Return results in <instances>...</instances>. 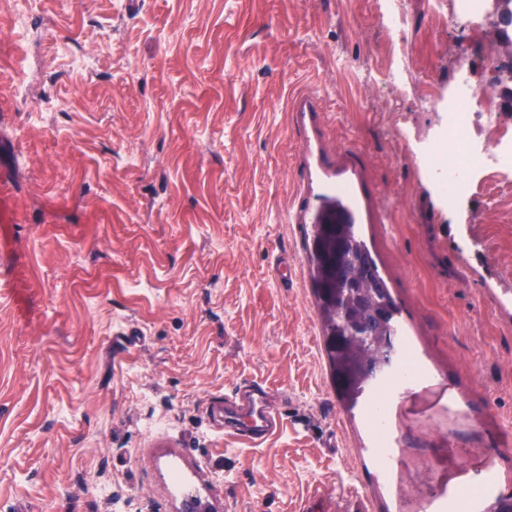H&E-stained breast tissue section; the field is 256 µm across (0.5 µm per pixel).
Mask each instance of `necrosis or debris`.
I'll list each match as a JSON object with an SVG mask.
<instances>
[{"label":"necrosis or debris","instance_id":"1","mask_svg":"<svg viewBox=\"0 0 512 512\" xmlns=\"http://www.w3.org/2000/svg\"><path fill=\"white\" fill-rule=\"evenodd\" d=\"M386 17L390 67L389 84H401L409 69L406 31L410 13L406 0H392ZM430 154H449L448 164H437V171H448L450 181L445 196L449 206L461 205L469 198L479 176L496 181L499 171L512 169V133L502 126L495 94L474 88L471 82L457 83L448 100L447 123L432 141Z\"/></svg>","mask_w":512,"mask_h":512}]
</instances>
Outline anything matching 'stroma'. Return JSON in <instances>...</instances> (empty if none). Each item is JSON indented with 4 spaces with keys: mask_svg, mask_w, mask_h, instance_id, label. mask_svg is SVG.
Masks as SVG:
<instances>
[{
    "mask_svg": "<svg viewBox=\"0 0 512 512\" xmlns=\"http://www.w3.org/2000/svg\"><path fill=\"white\" fill-rule=\"evenodd\" d=\"M407 2L447 92L459 31ZM469 22L483 87L490 0ZM386 41L375 0H39L23 29L0 0V512H428L492 448L512 498V195L478 185L470 228L449 210L422 158L442 111L381 82ZM308 140L353 149L387 207L360 234L460 405H392L386 487L336 401L309 227L284 221ZM252 381L282 416L256 446L216 409Z\"/></svg>",
    "mask_w": 512,
    "mask_h": 512,
    "instance_id": "obj_1",
    "label": "stroma"
}]
</instances>
